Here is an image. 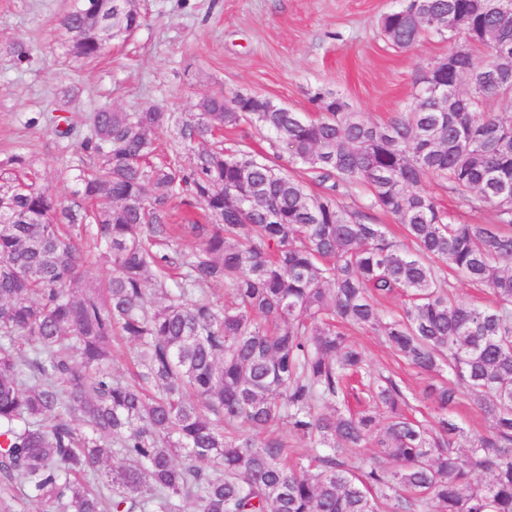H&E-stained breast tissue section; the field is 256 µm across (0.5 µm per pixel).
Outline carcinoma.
I'll list each match as a JSON object with an SVG mask.
<instances>
[{
    "mask_svg": "<svg viewBox=\"0 0 512 512\" xmlns=\"http://www.w3.org/2000/svg\"><path fill=\"white\" fill-rule=\"evenodd\" d=\"M125 2L75 0L69 52L93 59L114 29L133 35ZM380 28L400 50L461 40L441 75L456 111L419 86L385 124L331 91L313 113L216 93L165 148L174 115L156 106H103L79 139L62 112L57 139L95 160L68 203L30 156L0 161V512H512V0H400ZM244 124L273 156L201 145ZM282 148L301 174L278 164ZM430 179L498 223L456 221ZM88 240L112 268L103 282L87 278ZM447 270L492 304L456 298ZM217 283L222 304L206 297ZM395 296L407 302L385 319ZM358 329L448 377L424 388L434 426L368 370ZM119 336L129 380L112 372ZM461 389L490 421L465 448L450 416ZM290 434L308 456L293 458Z\"/></svg>",
    "mask_w": 512,
    "mask_h": 512,
    "instance_id": "carcinoma-1",
    "label": "carcinoma"
}]
</instances>
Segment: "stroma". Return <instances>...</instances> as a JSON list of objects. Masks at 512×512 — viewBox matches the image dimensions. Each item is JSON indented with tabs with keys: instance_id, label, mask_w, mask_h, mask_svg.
Segmentation results:
<instances>
[{
	"instance_id": "obj_1",
	"label": "stroma",
	"mask_w": 512,
	"mask_h": 512,
	"mask_svg": "<svg viewBox=\"0 0 512 512\" xmlns=\"http://www.w3.org/2000/svg\"><path fill=\"white\" fill-rule=\"evenodd\" d=\"M393 6L394 0H139L143 26L85 60L70 55L61 36L71 0H0V160L32 156L43 184L69 200L79 169L93 160L53 133L49 119L66 94L75 113L156 104L183 115L219 90L309 112L315 92L330 89L373 121L387 122L407 108L421 71L453 47L431 36L408 51L390 48L378 22ZM18 44L31 52L29 66H17ZM353 339L371 371L396 378L414 414L433 420L423 396L427 378L380 336L360 331Z\"/></svg>"
}]
</instances>
